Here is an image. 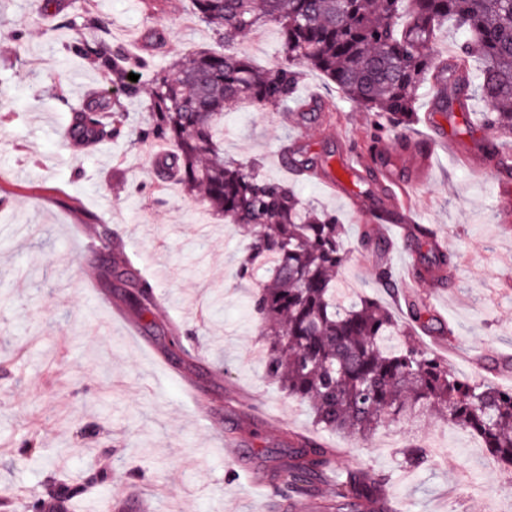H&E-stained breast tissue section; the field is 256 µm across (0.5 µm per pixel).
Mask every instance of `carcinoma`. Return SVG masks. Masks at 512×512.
Listing matches in <instances>:
<instances>
[{
	"mask_svg": "<svg viewBox=\"0 0 512 512\" xmlns=\"http://www.w3.org/2000/svg\"><path fill=\"white\" fill-rule=\"evenodd\" d=\"M194 14L235 44L271 22L281 33L285 67L258 68L233 51H192L153 70L149 123L142 143L169 141L175 150L159 163L167 179L206 210L221 213L250 236L237 260V274L251 278L264 267L268 277L250 296L266 346L264 371L289 395L308 404L316 425L362 439L384 424L433 410L451 425L475 434L483 448L512 478V388L458 376L437 354L419 347L412 332L390 312L361 297L337 299L338 276L348 262L344 227L336 215L304 206L286 183L260 177L254 165L224 158L218 139L224 113L242 100L274 111L293 99L300 70L314 69L353 103L379 121L373 142L388 128L415 120L420 89L443 84L454 102L468 109L470 97L486 106L485 128L500 137L489 152L512 162V0H191ZM452 19L467 38L458 47L460 70L434 57L442 23ZM76 52L97 64L112 93L132 97L139 84L128 79L133 61L107 51L102 41H83ZM482 61L479 73L466 62ZM127 121L120 99L72 109L69 138L83 145L115 139ZM296 169H321L324 160L302 148L289 151ZM409 242L428 261L420 271L441 280L455 267L454 256L437 249L432 231L415 224ZM131 261L98 267L101 288L131 269ZM375 276L393 291L397 282L385 263ZM141 327L154 329L152 285L136 279L122 296ZM412 324L427 332L441 329L423 305L405 299ZM401 468H420L427 451L418 444L399 452ZM335 474L332 498L323 512H384L385 477L367 468L336 470L334 450L304 438L288 464L276 471L277 491L313 494L316 483Z\"/></svg>",
	"mask_w": 512,
	"mask_h": 512,
	"instance_id": "cac0c4a2",
	"label": "carcinoma"
}]
</instances>
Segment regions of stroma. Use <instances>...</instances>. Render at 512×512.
<instances>
[{
	"label": "stroma",
	"mask_w": 512,
	"mask_h": 512,
	"mask_svg": "<svg viewBox=\"0 0 512 512\" xmlns=\"http://www.w3.org/2000/svg\"><path fill=\"white\" fill-rule=\"evenodd\" d=\"M105 31L110 49L137 59L140 81L191 51L219 50L212 27L190 0H0V495L13 512L50 501L48 483L65 472L99 485L64 500L60 512H99L123 503L125 512H296L295 498L278 495L275 462L288 459L286 433L335 449L336 465L365 464L387 475L386 494L400 512H512V485L469 432L422 414L378 429L368 439L316 428L306 403L289 397L264 374L265 350L249 312L252 281L236 276L248 240L223 216L206 213L180 185L158 183L149 147L138 134L149 121V96L124 99L123 136L85 148L70 141V108L103 93L101 72L73 54L72 43ZM266 37L247 35L236 48L258 67L286 57L274 24ZM83 77L73 84L69 73ZM320 98L314 120L284 123L278 113L243 101L224 117V155L257 162L270 180L292 184L311 205L336 214L346 227L349 261L342 277L355 293L401 316L404 300L378 283L386 259L396 279L408 263L400 237L384 252L364 247L362 224L349 194L294 175L280 149L294 142L331 162L370 158L384 175L389 161L409 153L425 160L421 182L403 190L412 223L431 228L456 260L444 288L422 282L420 295L454 337L447 358L460 376L512 387L494 372L512 358V226L501 224V178L494 160L476 168L469 149L485 150L489 132L475 115L435 112L430 88L420 91L415 121L388 131L384 151L366 150L374 117L344 98L321 74L303 70L289 112ZM447 129L449 148L434 145L426 115ZM112 228L136 276L151 279L157 324L177 328L183 345L166 339L129 341L113 322L103 289L88 287L95 256H82L84 229ZM193 392H186L185 383ZM253 398L252 409L241 406ZM443 449L420 469H403L397 452L410 442ZM71 447L65 465L55 451ZM488 486L472 496L455 475Z\"/></svg>",
	"instance_id": "35a3bbf8"
}]
</instances>
